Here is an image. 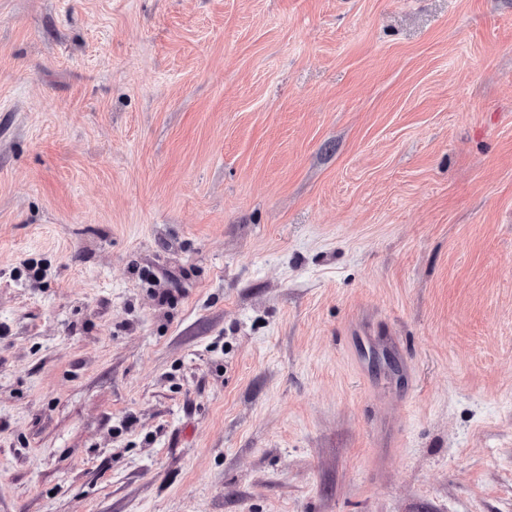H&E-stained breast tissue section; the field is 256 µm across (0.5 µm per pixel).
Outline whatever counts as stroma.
Listing matches in <instances>:
<instances>
[{
  "mask_svg": "<svg viewBox=\"0 0 512 512\" xmlns=\"http://www.w3.org/2000/svg\"><path fill=\"white\" fill-rule=\"evenodd\" d=\"M0 512H512V0H0Z\"/></svg>",
  "mask_w": 512,
  "mask_h": 512,
  "instance_id": "obj_1",
  "label": "stroma"
}]
</instances>
